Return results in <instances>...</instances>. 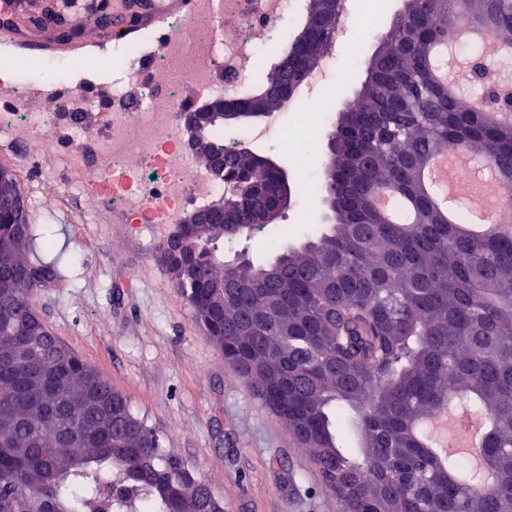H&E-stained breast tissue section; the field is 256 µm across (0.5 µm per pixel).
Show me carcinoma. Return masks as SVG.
I'll list each match as a JSON object with an SVG mask.
<instances>
[{
    "mask_svg": "<svg viewBox=\"0 0 512 512\" xmlns=\"http://www.w3.org/2000/svg\"><path fill=\"white\" fill-rule=\"evenodd\" d=\"M331 0H308L309 15L333 14ZM461 20L512 50V0H411L383 38L357 91V108L339 113L331 133L333 164L321 193L328 227L267 265L242 262L224 292V315L206 311L208 282L224 277L215 243L252 237L279 216L278 172L252 151H224L206 133L196 158L224 155V223L209 226L198 252L202 278L181 284L207 334L253 387L256 397L311 449L341 512H512V225L482 234L450 224L422 181L434 154L461 148L496 169L512 193V121L436 77L431 55L456 35ZM336 28L307 25L288 50L295 63L261 73L260 99L275 111L278 89ZM380 188L410 202L416 220L392 224L373 206ZM19 224L0 206V275L32 272L18 288L0 289V412L23 416L0 441V512H207L213 491L203 483L172 493L176 476L154 430L116 403L112 420L70 408L67 395L87 390L106 402L112 385L76 352L53 382L52 405L30 401L31 368L10 356L16 321L38 329L32 292L54 276L24 259ZM482 416L483 467L424 445L425 426L450 404ZM353 413L360 448H341V408ZM93 435L84 448L54 441L62 430Z\"/></svg>",
    "mask_w": 512,
    "mask_h": 512,
    "instance_id": "cac0c4a2",
    "label": "carcinoma"
}]
</instances>
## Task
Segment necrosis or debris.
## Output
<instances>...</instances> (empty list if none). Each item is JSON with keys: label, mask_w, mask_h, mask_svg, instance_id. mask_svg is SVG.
<instances>
[{"label": "necrosis or debris", "mask_w": 512, "mask_h": 512, "mask_svg": "<svg viewBox=\"0 0 512 512\" xmlns=\"http://www.w3.org/2000/svg\"><path fill=\"white\" fill-rule=\"evenodd\" d=\"M305 9L306 0H196L193 15L169 19L164 32L147 30L136 41L111 44L105 64L92 56L77 63L45 56L32 72L20 59L1 55L0 72H8L15 102L0 109V132L18 125L38 136L45 152L68 149L88 181L136 223H180L227 193L223 180L187 151L181 116L202 99L257 87L265 60L289 47ZM85 73L108 79L110 103L82 81ZM335 77L328 69L307 93L248 129L247 138L276 141L291 154L309 152L327 123L322 89ZM36 83L48 104L33 112L23 104ZM62 89L81 102L66 122L58 119L67 110L58 99ZM89 114L103 117L93 137L84 128Z\"/></svg>", "instance_id": "necrosis-or-debris-1"}]
</instances>
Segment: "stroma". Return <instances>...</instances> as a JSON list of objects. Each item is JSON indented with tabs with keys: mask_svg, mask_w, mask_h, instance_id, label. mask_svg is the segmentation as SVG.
Listing matches in <instances>:
<instances>
[{
	"mask_svg": "<svg viewBox=\"0 0 512 512\" xmlns=\"http://www.w3.org/2000/svg\"><path fill=\"white\" fill-rule=\"evenodd\" d=\"M367 28L364 58H371L400 15L403 0H360ZM123 0H61V13L86 43L73 59L106 56L95 23L119 11ZM13 169L30 210L32 252L44 240L55 280L34 293L48 329L100 369L131 412L154 429L166 454L186 462L223 501L224 512H340L313 459L287 426L259 401L247 380L225 362L180 295L162 257L171 224L126 223L110 201L79 193L82 175L68 154L41 153L24 130L0 135V165ZM322 194L294 196L265 233L274 248L245 240L225 248V259L245 255L264 265L276 253L309 238L299 222L309 211L323 227Z\"/></svg>",
	"mask_w": 512,
	"mask_h": 512,
	"instance_id": "1",
	"label": "stroma"
}]
</instances>
